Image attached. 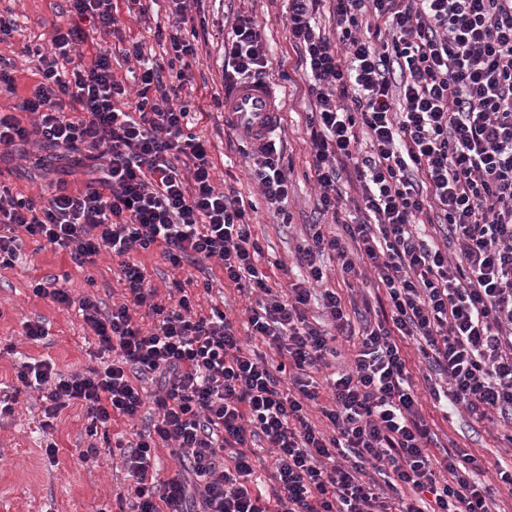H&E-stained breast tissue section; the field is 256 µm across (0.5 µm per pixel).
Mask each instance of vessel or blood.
<instances>
[{
    "mask_svg": "<svg viewBox=\"0 0 512 512\" xmlns=\"http://www.w3.org/2000/svg\"><path fill=\"white\" fill-rule=\"evenodd\" d=\"M224 112L256 147L268 143L280 114L272 88L253 81L238 82L225 92Z\"/></svg>",
    "mask_w": 512,
    "mask_h": 512,
    "instance_id": "b4317fda",
    "label": "vessel or blood"
}]
</instances>
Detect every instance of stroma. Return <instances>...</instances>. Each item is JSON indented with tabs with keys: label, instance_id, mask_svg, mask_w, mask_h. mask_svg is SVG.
<instances>
[{
	"label": "stroma",
	"instance_id": "35a3bbf8",
	"mask_svg": "<svg viewBox=\"0 0 512 512\" xmlns=\"http://www.w3.org/2000/svg\"><path fill=\"white\" fill-rule=\"evenodd\" d=\"M68 8L67 0H0V13L12 15L16 23L12 35L0 40V56L16 66L13 87L0 86V113L16 114L24 126H31L36 120L20 105L37 77L23 48L30 43L50 44L56 30L70 21ZM171 9L170 0H159L152 14L140 16L129 12L126 0H114L115 27L95 28L88 21H81L88 36L87 43L80 47L83 62H90L95 48L111 50L114 77L123 84L128 99H135L138 86L132 73L138 65L125 60L122 51L140 40L145 44V53L165 66L166 77H176L168 67L170 43L155 35L159 29L170 31L174 21ZM287 9L286 0H203L202 5L193 7L181 36L194 39L197 59L180 79L177 98L178 104L197 114L193 131L213 164L216 187L234 192L250 203L252 232L263 250L260 265L270 284L280 288L288 284V270L295 264V248L306 234V225L320 220L306 127L310 101L302 89L282 78L280 70H271L268 82L278 92L281 108V121L273 138L284 148L283 163L290 168L291 184L287 201L274 205L258 187L257 152L244 145L240 136L226 135L224 110L217 107L216 101L224 96V40L239 12L253 14L264 45L275 60L287 65L293 62L284 24ZM41 156V150L30 145L0 156V184L30 197L43 194L50 182L60 177L72 188L83 187L87 180L83 166L66 159L46 164ZM135 260L157 290L155 303H167L171 282L184 281L198 312L205 315L211 307H220L235 321L239 332H246L248 296L225 281L219 260L208 261L202 272L187 264L179 269L172 267L157 248L136 255ZM119 263V258L103 254L95 264L79 268L65 252L24 238L19 262L14 268L0 271V385H16L17 369L27 357L49 360L64 374L91 367L85 345L91 329L76 310L36 296L32 287L43 279L65 275L72 296H96L108 309L123 300ZM37 320L45 324L48 334L41 342L33 343L25 338L23 324ZM405 357L422 412L431 421L439 445L457 446L483 460L485 469L479 478L494 482L496 464L512 461V445L505 439L506 434L512 433V425L499 418L476 420L462 408L451 418H443L432 404L425 381L427 369L415 343H407ZM40 417L39 394L27 390L19 395L13 413L0 415V512H120L116 495L127 488L121 464L113 463L106 454L95 462L85 463L79 458L80 449L89 443H105L103 436L88 435L81 407L63 410L49 439L38 427ZM50 440L59 448L52 462L44 452Z\"/></svg>",
	"mask_w": 512,
	"mask_h": 512
}]
</instances>
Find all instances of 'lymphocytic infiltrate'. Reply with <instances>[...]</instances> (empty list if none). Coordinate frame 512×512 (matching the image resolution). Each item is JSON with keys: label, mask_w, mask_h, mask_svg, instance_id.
I'll return each instance as SVG.
<instances>
[{"label": "lymphocytic infiltrate", "mask_w": 512, "mask_h": 512, "mask_svg": "<svg viewBox=\"0 0 512 512\" xmlns=\"http://www.w3.org/2000/svg\"><path fill=\"white\" fill-rule=\"evenodd\" d=\"M323 1L288 0L286 26L314 101L306 126L318 207L342 232L309 225L297 246L301 276L278 291L256 265L262 248L243 200L216 188L194 115L173 104L176 87L144 59L142 43L130 49L142 61L131 108L109 51L71 65L86 39L79 26L24 50L40 80L22 107L38 121L28 128L0 114V151L62 149L91 161V177L76 191L53 182L36 199L0 184V269L18 262L22 230L79 268L103 251L118 257L124 300L105 312L59 281L36 283V296L77 307L103 366L65 375L25 362L17 379L39 392L44 433L77 404L92 436L137 417L140 382L156 383V419L136 441L112 442L133 488L131 512H493L495 485L512 489L511 463L490 485L474 480L482 465L464 450L433 458L401 349L414 340L445 381L434 400L512 420V0H327L333 38L316 24ZM272 66L253 18L238 15L224 44L225 81H261ZM180 157L191 181L174 164ZM346 169L359 192L352 214L337 188ZM257 178L270 203L287 199L275 145ZM422 223L437 225L444 244L422 236ZM155 247L175 268L220 260L225 280L255 295L248 329L268 353L244 344L219 308L196 312L181 281L171 304L153 303L156 290L132 257ZM329 260L346 279L370 267L389 313L364 324L351 369L319 386L311 371L338 357L336 341L350 329L345 301L325 285ZM145 304L147 328L132 317ZM314 304L326 323L309 320ZM315 405L325 426L310 417ZM256 442L271 451L268 495ZM169 445L187 476L160 478L155 450Z\"/></svg>", "instance_id": "1"}]
</instances>
